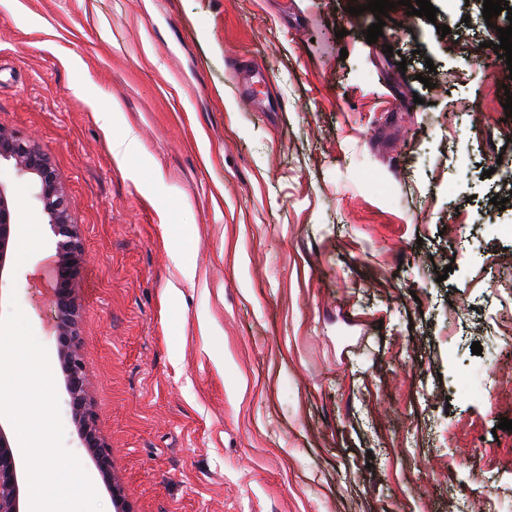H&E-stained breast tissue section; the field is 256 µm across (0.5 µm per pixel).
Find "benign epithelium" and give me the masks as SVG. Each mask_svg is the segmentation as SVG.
<instances>
[{"label": "benign epithelium", "mask_w": 512, "mask_h": 512, "mask_svg": "<svg viewBox=\"0 0 512 512\" xmlns=\"http://www.w3.org/2000/svg\"><path fill=\"white\" fill-rule=\"evenodd\" d=\"M12 164L20 174L37 181L42 213L55 239L57 262L51 278L53 329L58 340V357L64 375L67 404L79 439L93 457L103 480L112 482V447L101 437L87 381V367L80 350L82 305L75 294L86 255L79 225L70 221L69 198L59 184L54 167L39 146L15 132L0 129V162ZM14 214L7 187L0 181V280L8 261ZM0 512H22L16 456L0 424Z\"/></svg>", "instance_id": "benign-epithelium-1"}]
</instances>
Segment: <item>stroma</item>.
Masks as SVG:
<instances>
[{"label": "stroma", "mask_w": 512, "mask_h": 512, "mask_svg": "<svg viewBox=\"0 0 512 512\" xmlns=\"http://www.w3.org/2000/svg\"><path fill=\"white\" fill-rule=\"evenodd\" d=\"M366 2L0 0V127L34 138L82 229L81 352L131 512H442L456 486L467 512H512V386L485 391L512 364V204L492 202L512 80L464 52L512 22L431 0L435 21L370 44ZM247 70L266 77L253 112ZM0 180L19 218L0 316L17 298L64 445L115 512L49 330L54 237L33 178Z\"/></svg>", "instance_id": "35a3bbf8"}]
</instances>
